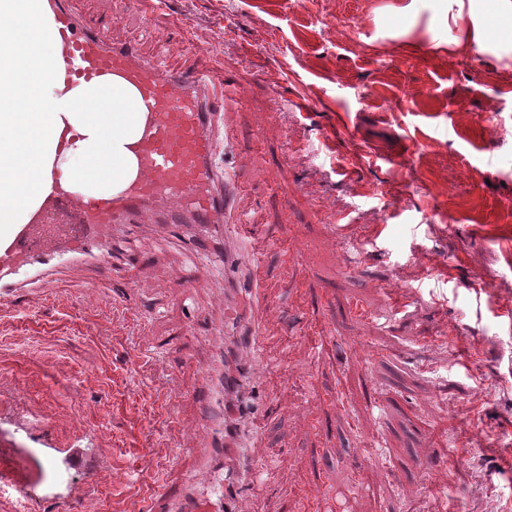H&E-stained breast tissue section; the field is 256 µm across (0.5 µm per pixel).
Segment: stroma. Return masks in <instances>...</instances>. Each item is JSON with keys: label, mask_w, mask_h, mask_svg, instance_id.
<instances>
[{"label": "stroma", "mask_w": 512, "mask_h": 512, "mask_svg": "<svg viewBox=\"0 0 512 512\" xmlns=\"http://www.w3.org/2000/svg\"><path fill=\"white\" fill-rule=\"evenodd\" d=\"M78 7L241 89L223 109L236 207L253 248L280 244L244 512H512V53H449L444 0ZM196 242L146 215L109 274L63 266L0 317V448L32 512H151L201 459L199 494L223 475L201 428L224 394L225 285Z\"/></svg>", "instance_id": "35a3bbf8"}]
</instances>
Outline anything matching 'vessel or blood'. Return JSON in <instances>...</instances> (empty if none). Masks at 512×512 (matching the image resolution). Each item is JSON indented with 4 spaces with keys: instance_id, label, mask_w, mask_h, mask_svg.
<instances>
[{
    "instance_id": "obj_1",
    "label": "vessel or blood",
    "mask_w": 512,
    "mask_h": 512,
    "mask_svg": "<svg viewBox=\"0 0 512 512\" xmlns=\"http://www.w3.org/2000/svg\"><path fill=\"white\" fill-rule=\"evenodd\" d=\"M8 13L31 25H45L54 64L44 79L72 87L87 86L108 113L132 112L131 135L121 138L103 123L105 150L85 175L118 181L113 192L82 197L58 171L43 173L15 199L0 200V308L15 307L21 288L53 274L55 266L93 261L110 264L102 246L108 231L140 223L153 208L169 222L198 225L209 235L220 225L224 236L248 242L244 218H233L229 192L234 167L213 161V127L220 114L214 95L223 74L175 71L142 59L135 46L113 42L109 26L83 20L75 0H7ZM28 53H6L0 60V84L28 72ZM56 211L71 213L84 233L70 237L47 229Z\"/></svg>"
}]
</instances>
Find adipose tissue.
I'll use <instances>...</instances> for the list:
<instances>
[{
	"mask_svg": "<svg viewBox=\"0 0 512 512\" xmlns=\"http://www.w3.org/2000/svg\"><path fill=\"white\" fill-rule=\"evenodd\" d=\"M504 25H512V0H448V26L455 34L448 42L449 52L471 47H486L487 17ZM56 98L58 113H48L43 102ZM92 101L90 90L82 85L56 93L45 83L40 69L28 71L23 81V98L19 106L0 113V183L19 186L40 176L50 166L69 175L83 192L99 191V184L83 177L85 166L99 158L102 145L94 113L87 106ZM64 117L77 131L67 150L55 153L45 128L57 117Z\"/></svg>",
	"mask_w": 512,
	"mask_h": 512,
	"instance_id": "ef3b65f1",
	"label": "adipose tissue"
}]
</instances>
